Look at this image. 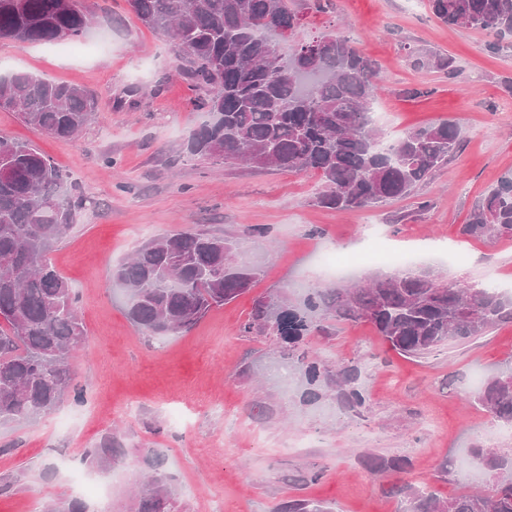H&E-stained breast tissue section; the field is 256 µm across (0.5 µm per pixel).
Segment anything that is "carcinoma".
<instances>
[{
  "label": "carcinoma",
  "instance_id": "carcinoma-1",
  "mask_svg": "<svg viewBox=\"0 0 512 512\" xmlns=\"http://www.w3.org/2000/svg\"><path fill=\"white\" fill-rule=\"evenodd\" d=\"M126 2L144 25L176 41L182 74L204 90L199 106L209 119L188 135L185 153L191 157L312 172L322 182L314 203L344 212L411 195L457 151L458 129L448 121L409 129L380 147L383 134L371 116L381 88L377 63L332 34L298 43L283 59L277 41L295 39L303 20L290 0ZM428 7L444 24L486 32L491 54L512 36V0H428ZM90 27L83 0H0V41L70 44ZM423 63L450 79L460 75L452 59L439 53ZM96 109L95 95L83 86L20 72L0 77V110L48 136L77 137ZM81 205L66 173L48 157L29 143L0 136V424L30 421L69 394L83 400L69 367L87 339L78 297L49 258ZM461 232L477 239L512 237L511 177L484 196ZM110 278L135 326L150 335H175L248 291L255 272L238 259L233 242L187 231L147 242ZM315 312L369 322L391 349L418 357L512 323V293L489 281L479 287L444 283L410 269L316 289L299 307H283L269 295L255 303L243 332L276 337L283 357L302 367L310 396L325 377L300 345ZM336 388L351 411L365 405L355 368L336 373ZM471 397L512 426V362L505 361ZM469 452L492 472L512 469V461L491 451ZM118 453L117 440L108 437L90 462L104 470ZM396 493L406 499L407 512H512V478L488 493L440 498L411 487ZM138 512H176L162 474L140 491ZM279 512L329 510L294 500Z\"/></svg>",
  "mask_w": 512,
  "mask_h": 512
}]
</instances>
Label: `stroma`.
I'll list each match as a JSON object with an SVG mask.
<instances>
[{"label":"stroma","mask_w":512,"mask_h":512,"mask_svg":"<svg viewBox=\"0 0 512 512\" xmlns=\"http://www.w3.org/2000/svg\"><path fill=\"white\" fill-rule=\"evenodd\" d=\"M85 3L88 45L66 52L0 42V75L76 83L98 100L72 140L0 111V135L36 145L85 201L50 259L78 297L87 336L70 362L83 402L68 397L29 422L0 425V512H49L72 500L87 512H135L138 486L158 467L181 512H210L217 500L222 512H275L294 499L332 512H405L390 484L450 497L462 489L459 453L472 443L512 458V431L468 398L473 375L512 358V324L407 358L370 324L316 318L303 345L329 377L312 401L276 338L242 331L269 291L294 304L309 289L348 284L351 274L331 275L317 257L365 249L374 227L393 249L421 248L418 267L442 280H512V238L460 233L483 195L512 176V49L488 53L485 32L442 23L427 0H332L324 16L308 13L300 37L345 36L378 63L372 106L385 135L445 119L460 131L459 153L413 196L339 213L314 204L318 176L186 157L190 130L207 116L192 103L196 90L179 73L173 41L125 0ZM429 53L453 57L459 78L415 65ZM196 229L237 242L260 275L190 332L149 336L128 320L110 271L150 238ZM453 249L467 260L447 262ZM346 366L358 369L367 394L359 415L340 402L332 378ZM114 432L123 454L104 472L88 453ZM371 456L406 466L376 470ZM444 463L449 473L437 477ZM76 472L84 485L73 482Z\"/></svg>","instance_id":"stroma-1"}]
</instances>
